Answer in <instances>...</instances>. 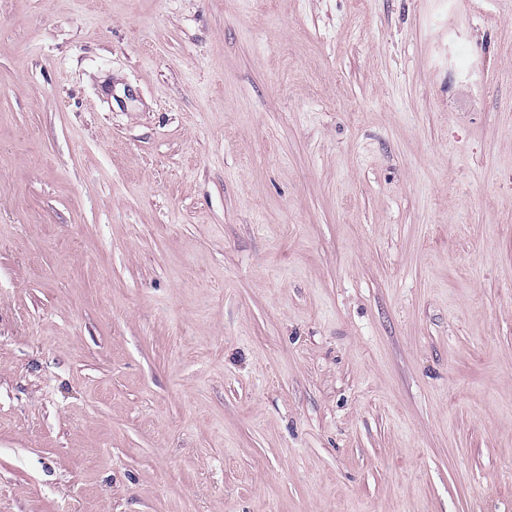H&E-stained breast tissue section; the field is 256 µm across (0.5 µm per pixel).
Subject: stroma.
<instances>
[{
    "instance_id": "35a3bbf8",
    "label": "stroma",
    "mask_w": 512,
    "mask_h": 512,
    "mask_svg": "<svg viewBox=\"0 0 512 512\" xmlns=\"http://www.w3.org/2000/svg\"><path fill=\"white\" fill-rule=\"evenodd\" d=\"M0 512H512V0H0Z\"/></svg>"
}]
</instances>
